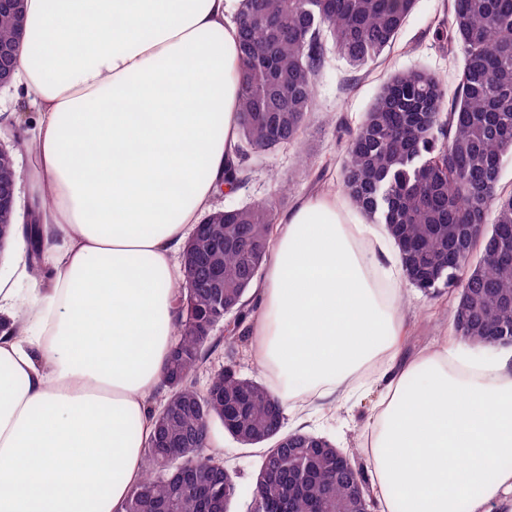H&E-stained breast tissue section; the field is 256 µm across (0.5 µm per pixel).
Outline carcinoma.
<instances>
[{"label":"carcinoma","mask_w":512,"mask_h":512,"mask_svg":"<svg viewBox=\"0 0 512 512\" xmlns=\"http://www.w3.org/2000/svg\"><path fill=\"white\" fill-rule=\"evenodd\" d=\"M19 14H0V44L15 42ZM416 0H241V123L235 155L224 179L236 187L253 172L252 157L299 143L315 110V82L327 45L353 69L374 62L395 44ZM437 39L457 49L463 66L454 86L425 68L390 75L361 123L346 131L342 192L372 222L386 225L402 267L415 288H454L457 249L482 244L459 293L455 331L484 343L512 329V191L499 186L512 156V0H450L448 25ZM275 203L259 201L210 213L205 235L189 243L224 279L206 292L177 291V334L164 371L166 411L155 414L143 481L121 512H228L236 494L228 471L214 464L201 429L216 422L237 442L265 449L252 488L258 512H355L347 480L335 477L336 459L313 447L312 434L289 433L295 454L278 447L270 428L283 416L266 386L227 364L210 390L194 375L216 346L193 323H232L224 346L237 348L254 312L249 291L267 257ZM489 224L477 237L468 223ZM246 232L251 250L236 245ZM28 260L41 261L37 215L25 227ZM307 473L288 483L293 470Z\"/></svg>","instance_id":"1"}]
</instances>
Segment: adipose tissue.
I'll use <instances>...</instances> for the list:
<instances>
[{"label": "adipose tissue", "instance_id": "adipose-tissue-1", "mask_svg": "<svg viewBox=\"0 0 512 512\" xmlns=\"http://www.w3.org/2000/svg\"><path fill=\"white\" fill-rule=\"evenodd\" d=\"M240 0H25L7 87L36 105L52 208L34 280L0 273V512H119L144 476L180 256L239 139ZM394 240L335 191L277 213L249 353L284 409L384 393L363 434L378 512H512V352L401 358Z\"/></svg>", "mask_w": 512, "mask_h": 512}]
</instances>
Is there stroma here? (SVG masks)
<instances>
[{"mask_svg":"<svg viewBox=\"0 0 512 512\" xmlns=\"http://www.w3.org/2000/svg\"><path fill=\"white\" fill-rule=\"evenodd\" d=\"M448 0H417L413 12L394 46L387 49L368 70L352 72L335 54L316 84L315 110L298 146L257 154L254 171L234 193L216 199L219 208L238 207L253 201L273 200L277 181H287L289 199L313 193V178L305 173L301 159L313 161L325 172V185L341 186L342 145L337 126L355 128L377 95L382 82L398 71L419 66L455 79L457 63L443 51L434 36L437 22L445 20ZM458 300L454 289L430 295L404 285L401 312L408 327L402 347L406 357L417 355L434 340L454 333L452 316ZM383 394L375 386L344 401L336 410H318L296 421L286 417L284 429H298L324 437L340 448L357 466L367 467L361 448L362 433ZM217 454L232 474L237 494L230 512H250L253 478L260 463L261 447L245 446L232 437L224 439Z\"/></svg>","mask_w":512,"mask_h":512,"instance_id":"stroma-1","label":"stroma"}]
</instances>
